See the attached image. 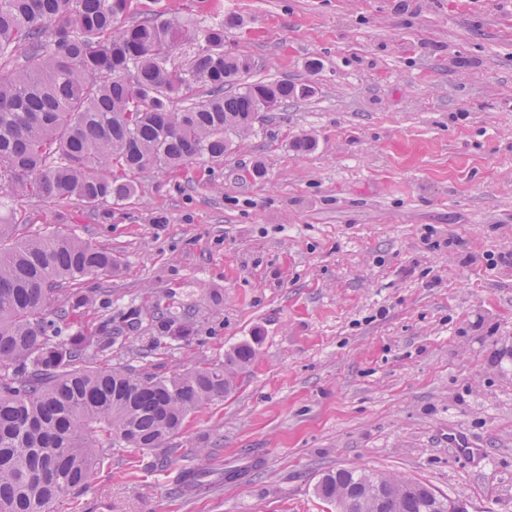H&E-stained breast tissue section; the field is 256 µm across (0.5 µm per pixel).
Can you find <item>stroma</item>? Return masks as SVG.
<instances>
[{"label":"stroma","instance_id":"35a3bbf8","mask_svg":"<svg viewBox=\"0 0 512 512\" xmlns=\"http://www.w3.org/2000/svg\"><path fill=\"white\" fill-rule=\"evenodd\" d=\"M155 8L195 31L176 61L234 13L224 50L249 81L315 94L261 113L223 159L138 174L131 203L15 198L20 234L64 229L120 261L83 282L81 321L136 309L141 324L92 366L170 374L256 352L235 391L165 447L113 449L57 512H336L315 485L341 468L512 512V0ZM158 305L192 316L189 340L157 338Z\"/></svg>","mask_w":512,"mask_h":512}]
</instances>
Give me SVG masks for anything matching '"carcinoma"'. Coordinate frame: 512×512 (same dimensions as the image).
Segmentation results:
<instances>
[{"mask_svg": "<svg viewBox=\"0 0 512 512\" xmlns=\"http://www.w3.org/2000/svg\"><path fill=\"white\" fill-rule=\"evenodd\" d=\"M131 0H0V512H55L91 483L100 448H162L184 420L237 387L255 357L248 343L224 361L172 375L96 369L139 324L130 315L95 333L60 336L91 303L77 282L110 276L112 252L63 230L20 237L10 213L19 194L124 205L132 176L222 158L261 112L314 94L308 84L249 82L247 58L224 54L227 14L209 26L192 59L173 54L187 22L153 10L120 24ZM204 88L192 97L194 87ZM161 335L189 336L183 318L156 306ZM379 480L392 497L349 493ZM317 495L348 512H437L436 492L414 480L365 470L322 476Z\"/></svg>", "mask_w": 512, "mask_h": 512, "instance_id": "1", "label": "carcinoma"}]
</instances>
